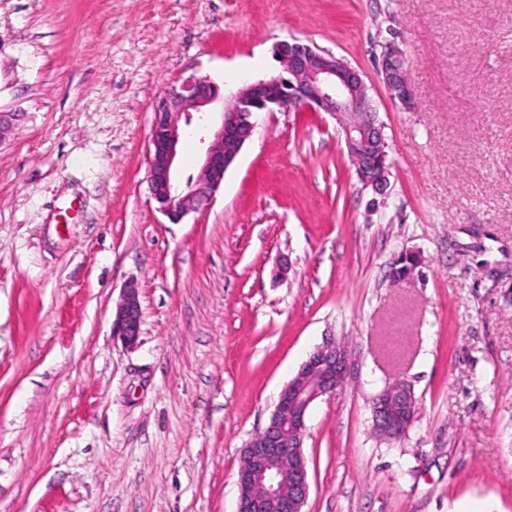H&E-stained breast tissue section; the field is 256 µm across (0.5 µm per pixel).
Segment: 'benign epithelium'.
Here are the masks:
<instances>
[{
    "label": "benign epithelium",
    "mask_w": 512,
    "mask_h": 512,
    "mask_svg": "<svg viewBox=\"0 0 512 512\" xmlns=\"http://www.w3.org/2000/svg\"><path fill=\"white\" fill-rule=\"evenodd\" d=\"M274 55L283 74L247 84L225 104L224 89L208 76L192 73L169 86L155 106L149 145L148 181L157 210L171 223L210 204L224 174L252 138L261 112L308 108L336 116L347 154L361 183L377 194L388 186L390 165L383 127L378 122L362 74L347 61L314 45L281 42ZM384 87L407 110L415 95L402 50L390 43L380 64ZM208 133L196 175L181 180L175 160L184 128L192 123ZM138 290L125 288L112 320V335L128 344L140 336ZM348 346L317 348L283 388L266 428L244 448L238 472V512H304L309 474L303 450L305 420L312 404L336 393L351 375ZM372 427L389 440L405 434L414 420L415 399L406 383L385 388L372 400Z\"/></svg>",
    "instance_id": "obj_1"
}]
</instances>
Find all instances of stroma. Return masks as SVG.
Masks as SVG:
<instances>
[{
	"mask_svg": "<svg viewBox=\"0 0 512 512\" xmlns=\"http://www.w3.org/2000/svg\"><path fill=\"white\" fill-rule=\"evenodd\" d=\"M297 40L359 70L389 186L335 118L261 113L212 203L148 184L154 108ZM403 50L415 107L379 75ZM0 512H237L246 443L326 343L305 512H512V0H0ZM419 264L392 276L402 254ZM136 283L141 333L112 334ZM409 384L397 440L372 399Z\"/></svg>",
	"mask_w": 512,
	"mask_h": 512,
	"instance_id": "stroma-1",
	"label": "stroma"
}]
</instances>
